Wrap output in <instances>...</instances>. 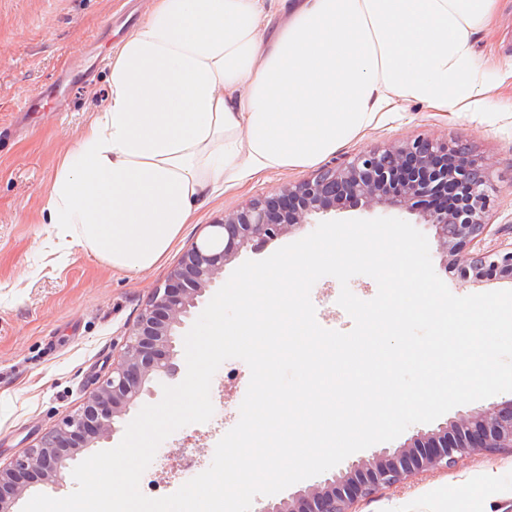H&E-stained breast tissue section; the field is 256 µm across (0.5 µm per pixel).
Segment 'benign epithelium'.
I'll return each instance as SVG.
<instances>
[{
	"mask_svg": "<svg viewBox=\"0 0 512 512\" xmlns=\"http://www.w3.org/2000/svg\"><path fill=\"white\" fill-rule=\"evenodd\" d=\"M491 169L488 159L468 149L437 138L410 137L225 212L208 225L205 238L182 254L165 283L154 288L111 374L83 406L45 432L37 445L0 465V512H14L27 492L24 475L36 472L44 482L57 484L69 461L110 439L130 410L154 395L152 382L178 378L180 330L239 252L311 224L317 214L346 206L416 213L421 223L434 227L445 266L458 270L464 280L494 275L512 281V249L465 250L488 232ZM498 448H512V399L462 414L403 447L382 448L296 494L268 501L259 512H353L358 498L380 487Z\"/></svg>",
	"mask_w": 512,
	"mask_h": 512,
	"instance_id": "obj_1",
	"label": "benign epithelium"
}]
</instances>
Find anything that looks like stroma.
I'll use <instances>...</instances> for the list:
<instances>
[{"label":"stroma","instance_id":"obj_1","mask_svg":"<svg viewBox=\"0 0 512 512\" xmlns=\"http://www.w3.org/2000/svg\"><path fill=\"white\" fill-rule=\"evenodd\" d=\"M148 0H0V462L11 461L88 394L123 352L128 332L153 289L163 283L192 242L225 211L285 183L317 173V166L272 170L216 197L205 198L167 257L131 275L112 270L81 248L57 249L56 230L42 208L57 159L76 141L105 98L112 48L141 20ZM474 48L488 64L512 61V0H499L495 22L477 33ZM66 67L88 68L90 84L74 89L65 108L27 109L28 96ZM496 112L483 120L436 112L419 102L343 144L336 159L408 137L457 138L490 158L496 191L484 249L512 245V78L495 80ZM430 258L457 296L512 289V281L479 283L445 270L438 250ZM338 280L325 276L310 291L318 324L349 332ZM250 369L240 359L222 363L211 382L214 414L166 438L140 479L151 498L176 492L212 463L220 439L240 418ZM354 512H512V449L475 453L418 472L358 499Z\"/></svg>","mask_w":512,"mask_h":512}]
</instances>
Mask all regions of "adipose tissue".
<instances>
[{"label":"adipose tissue","mask_w":512,"mask_h":512,"mask_svg":"<svg viewBox=\"0 0 512 512\" xmlns=\"http://www.w3.org/2000/svg\"><path fill=\"white\" fill-rule=\"evenodd\" d=\"M498 0H154L43 207L65 244L139 274L203 197L315 165L410 102L493 112L473 50Z\"/></svg>","instance_id":"1"}]
</instances>
